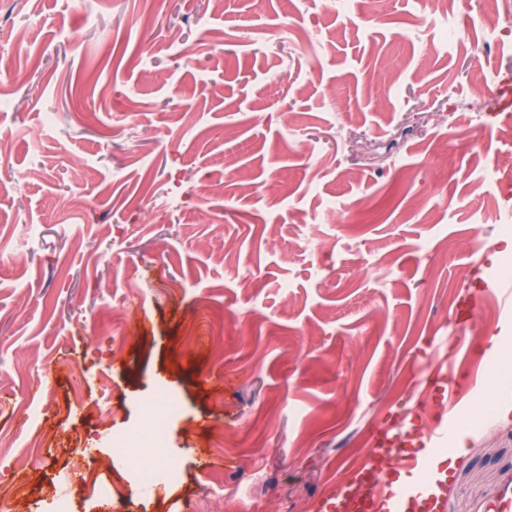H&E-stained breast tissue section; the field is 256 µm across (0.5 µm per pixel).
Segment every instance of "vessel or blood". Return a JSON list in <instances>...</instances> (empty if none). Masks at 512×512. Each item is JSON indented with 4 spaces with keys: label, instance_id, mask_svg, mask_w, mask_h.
<instances>
[{
    "label": "vessel or blood",
    "instance_id": "obj_1",
    "mask_svg": "<svg viewBox=\"0 0 512 512\" xmlns=\"http://www.w3.org/2000/svg\"><path fill=\"white\" fill-rule=\"evenodd\" d=\"M488 297L497 298L512 320V287L495 279L483 281L461 300L459 317L474 319ZM436 381L439 409L431 422L419 428L374 429L364 458L346 481L322 493L317 512H447V465L432 464L430 454L452 445L461 422L471 414L470 398L481 396L483 384L476 374L463 389L442 373Z\"/></svg>",
    "mask_w": 512,
    "mask_h": 512
}]
</instances>
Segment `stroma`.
<instances>
[{"label":"stroma","mask_w":512,"mask_h":512,"mask_svg":"<svg viewBox=\"0 0 512 512\" xmlns=\"http://www.w3.org/2000/svg\"><path fill=\"white\" fill-rule=\"evenodd\" d=\"M0 0V512H315L433 368L512 380L463 296L512 265V33L483 0ZM492 77L483 95L472 79ZM484 142L468 152L461 134ZM211 193L200 189L201 175ZM229 258H222V250ZM171 400L175 484L112 456ZM237 433L232 457L213 430ZM447 512L512 484V409L446 456ZM264 480L245 482L248 470ZM499 0H485V9L482 24L485 31V43L497 40L511 28L510 14L505 13L500 7Z\"/></svg>","instance_id":"obj_1"}]
</instances>
